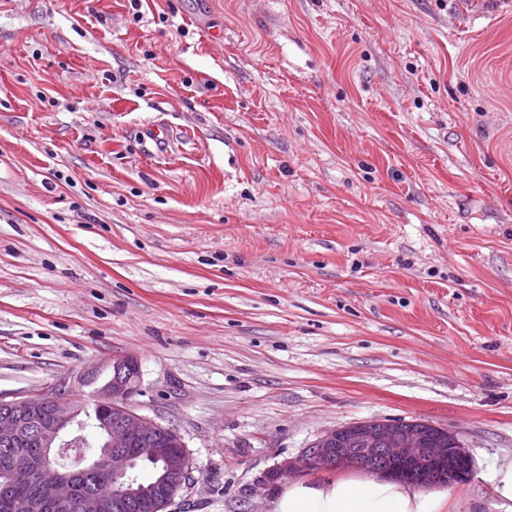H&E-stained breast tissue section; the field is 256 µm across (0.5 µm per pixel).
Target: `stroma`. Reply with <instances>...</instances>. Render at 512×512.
<instances>
[{"label": "stroma", "instance_id": "1", "mask_svg": "<svg viewBox=\"0 0 512 512\" xmlns=\"http://www.w3.org/2000/svg\"><path fill=\"white\" fill-rule=\"evenodd\" d=\"M0 0V396L139 364L193 480L268 512L326 430L512 455V11ZM162 129L168 142L149 140Z\"/></svg>", "mask_w": 512, "mask_h": 512}]
</instances>
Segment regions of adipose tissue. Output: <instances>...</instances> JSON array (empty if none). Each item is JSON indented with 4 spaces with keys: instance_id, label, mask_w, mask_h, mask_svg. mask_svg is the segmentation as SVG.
<instances>
[{
    "instance_id": "obj_1",
    "label": "adipose tissue",
    "mask_w": 512,
    "mask_h": 512,
    "mask_svg": "<svg viewBox=\"0 0 512 512\" xmlns=\"http://www.w3.org/2000/svg\"><path fill=\"white\" fill-rule=\"evenodd\" d=\"M270 512H470V500L352 472L324 482L288 483L272 500Z\"/></svg>"
}]
</instances>
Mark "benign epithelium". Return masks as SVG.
Instances as JSON below:
<instances>
[{
	"instance_id": "benign-epithelium-1",
	"label": "benign epithelium",
	"mask_w": 512,
	"mask_h": 512,
	"mask_svg": "<svg viewBox=\"0 0 512 512\" xmlns=\"http://www.w3.org/2000/svg\"><path fill=\"white\" fill-rule=\"evenodd\" d=\"M134 363L127 356L113 361L108 382L99 387L92 442L83 435L87 419L68 401L64 383L35 396L0 397V455L9 459L5 512H120L127 500L150 494L132 481L135 454L173 430L131 405L141 382L140 375L130 372ZM437 431L448 438V447L429 448L421 431L390 420L336 427L295 458L276 465L269 478L362 468L420 488L436 486L445 477L450 485L469 481L472 460L457 433L441 427ZM93 443L99 453L92 458L82 451L75 467L58 462L67 449ZM149 452L158 463V482L168 491L192 476L187 451Z\"/></svg>"
}]
</instances>
